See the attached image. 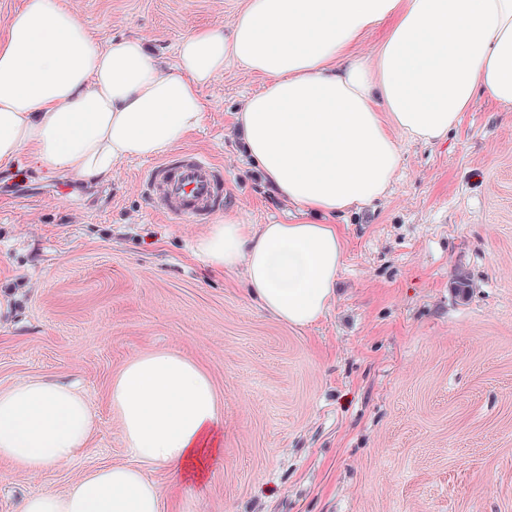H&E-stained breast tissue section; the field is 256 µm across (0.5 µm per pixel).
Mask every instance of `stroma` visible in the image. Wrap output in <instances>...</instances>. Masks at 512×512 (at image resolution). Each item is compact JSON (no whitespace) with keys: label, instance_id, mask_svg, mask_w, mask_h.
I'll list each match as a JSON object with an SVG mask.
<instances>
[{"label":"stroma","instance_id":"35a3bbf8","mask_svg":"<svg viewBox=\"0 0 512 512\" xmlns=\"http://www.w3.org/2000/svg\"><path fill=\"white\" fill-rule=\"evenodd\" d=\"M98 38L145 39L175 64L181 38L241 0H67ZM263 78L228 62L181 152L212 158L224 212L288 224L255 173L235 112ZM390 193L334 219L336 299L308 328L257 306L242 271L194 253L205 224L156 214L128 160L98 197L19 159L0 170V389L75 385L95 429L45 477L0 459V512L102 465L128 463L109 402L134 355L175 352L210 377L224 457L200 484L146 467L166 512H512V107L483 98L437 143L401 141ZM465 278L466 294L455 282Z\"/></svg>","mask_w":512,"mask_h":512}]
</instances>
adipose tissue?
Masks as SVG:
<instances>
[{
	"label": "adipose tissue",
	"mask_w": 512,
	"mask_h": 512,
	"mask_svg": "<svg viewBox=\"0 0 512 512\" xmlns=\"http://www.w3.org/2000/svg\"><path fill=\"white\" fill-rule=\"evenodd\" d=\"M390 29L378 48L364 37ZM264 77L238 108L252 167L292 204V224L216 219L196 241L210 268H243L279 320L316 324L336 296L344 240L330 217L389 191L400 141L445 138L486 96L512 107V0H244L227 26L186 35L175 67L137 37L94 38L64 0H25L0 39V169L20 157L84 181L174 150L205 119L203 88L225 61ZM110 402L133 464L44 489L21 512H164L145 466L202 483L224 426L209 376L166 351L129 359ZM87 401L25 378L0 389V459L34 476L86 450Z\"/></svg>",
	"instance_id": "obj_1"
}]
</instances>
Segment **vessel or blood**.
<instances>
[{
  "label": "vessel or blood",
  "mask_w": 512,
  "mask_h": 512,
  "mask_svg": "<svg viewBox=\"0 0 512 512\" xmlns=\"http://www.w3.org/2000/svg\"><path fill=\"white\" fill-rule=\"evenodd\" d=\"M140 181L154 211L189 224L209 217L224 199L215 163L197 152L149 163Z\"/></svg>",
  "instance_id": "b4317fda"
}]
</instances>
